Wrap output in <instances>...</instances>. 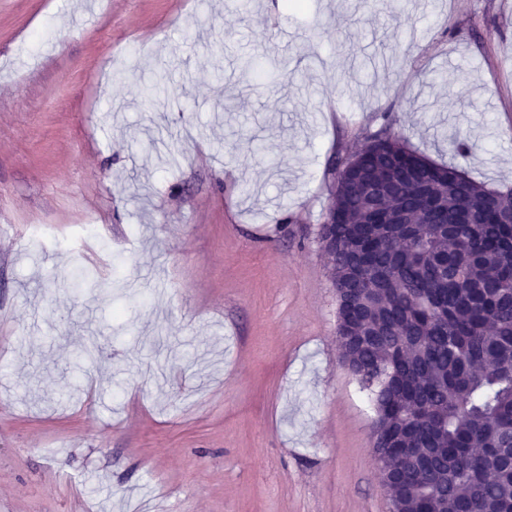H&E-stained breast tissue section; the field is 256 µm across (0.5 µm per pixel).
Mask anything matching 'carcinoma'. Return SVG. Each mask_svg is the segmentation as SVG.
<instances>
[{
  "label": "carcinoma",
  "instance_id": "cac0c4a2",
  "mask_svg": "<svg viewBox=\"0 0 512 512\" xmlns=\"http://www.w3.org/2000/svg\"><path fill=\"white\" fill-rule=\"evenodd\" d=\"M365 140L373 184L336 157L342 207L319 227L332 255L342 363L372 394L390 512H512V189L450 162ZM448 183V206L413 186ZM385 199L424 223L354 224Z\"/></svg>",
  "mask_w": 512,
  "mask_h": 512
}]
</instances>
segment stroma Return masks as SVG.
<instances>
[{
  "label": "stroma",
  "instance_id": "1",
  "mask_svg": "<svg viewBox=\"0 0 512 512\" xmlns=\"http://www.w3.org/2000/svg\"><path fill=\"white\" fill-rule=\"evenodd\" d=\"M388 119L512 189V0H0V512H389L317 240Z\"/></svg>",
  "mask_w": 512,
  "mask_h": 512
}]
</instances>
